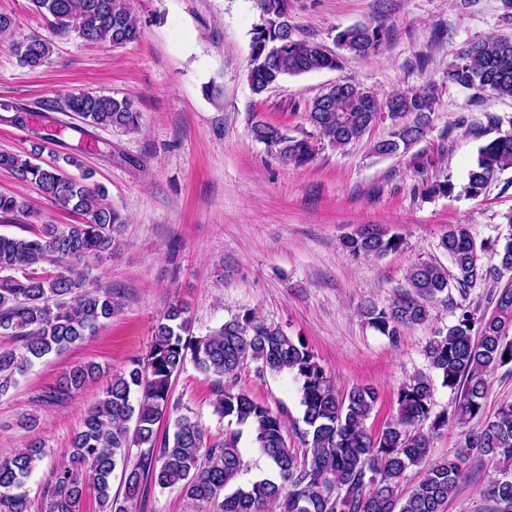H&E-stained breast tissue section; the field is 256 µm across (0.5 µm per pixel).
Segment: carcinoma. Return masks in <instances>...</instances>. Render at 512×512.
Here are the masks:
<instances>
[{"label": "carcinoma", "instance_id": "cac0c4a2", "mask_svg": "<svg viewBox=\"0 0 512 512\" xmlns=\"http://www.w3.org/2000/svg\"><path fill=\"white\" fill-rule=\"evenodd\" d=\"M60 34L75 33L87 42L108 41L119 48L141 34L140 20L130 0H32ZM260 23L251 31L248 81L260 95L288 76L336 70L345 55L363 59L382 50L388 30L382 24L355 25L337 32L338 52L313 40L295 38L293 0H256ZM50 45L35 35L14 42L20 65L35 68L49 57ZM448 83L475 91L473 107L485 105V95L512 98V38L491 37L469 43L448 66ZM434 97L425 89L398 90L380 102L368 90L353 84L320 96L307 106L310 123L320 139L336 149L359 141L369 127L386 115L389 138L376 142L373 153L390 156L409 150L429 130ZM64 108L92 126L137 131L140 112L129 98L115 99L96 92L71 94ZM254 140L274 150L282 162L294 167L309 164L319 145L256 120ZM512 167V132L479 146L468 171L464 192L479 196L498 173ZM0 168L36 186L60 209L86 217L83 224H46L27 236L0 234V334L18 342L0 351V395L17 383L35 361L89 339L99 326L118 312L121 295L88 291L89 261L112 252L125 224L122 214L104 203L106 189L90 184L92 175L72 177L59 165L43 166L36 157L0 153ZM418 189L449 196L455 185L448 180L427 182ZM28 201L0 194V215L24 216ZM353 257L380 258L400 249L401 238L374 230H361L341 240ZM454 273L435 263L422 262L407 272L409 291L384 309L368 305L363 315L378 333L396 338L404 327L427 320L429 306L444 294L448 278L465 290L482 277L476 246L466 228L457 226L443 238ZM55 263L61 271L52 277L34 267ZM180 302L170 303L157 326L144 357L108 376L103 397L83 418L72 440L68 460L57 465L43 492L44 512H83L85 487L96 492L104 512H128L148 486L176 487L195 504L213 512H444L449 499L470 475L473 456L500 467L501 477L484 489L495 504L493 512H512V404L501 405L491 416L484 400L491 371L512 363V289L501 291L496 310L476 317L463 308L447 331L425 347L429 365L442 384L457 392L451 411L432 414L430 379L414 375L397 391V414L381 431L367 429L377 392L354 386L341 395L314 354L301 340L289 336L247 311L203 336L190 334L189 320ZM192 361L205 378L218 383L213 412L246 428L276 473V477L237 482L244 467L239 434L213 440L202 424L189 416L174 420L173 428H160L168 414L172 380ZM247 361L262 372L295 374L300 381L303 426H295L302 453L288 445V418L242 392L232 381ZM105 376L97 364H77L66 370L47 399L66 402L89 384ZM431 421L430 431L448 425L466 429L448 460L426 468L415 487L398 494L405 472L419 465L430 448V435L415 427ZM142 448L136 464L129 465V449ZM45 458L41 442L0 458V512H28L25 480ZM120 472L123 495H112V478Z\"/></svg>", "mask_w": 512, "mask_h": 512}]
</instances>
